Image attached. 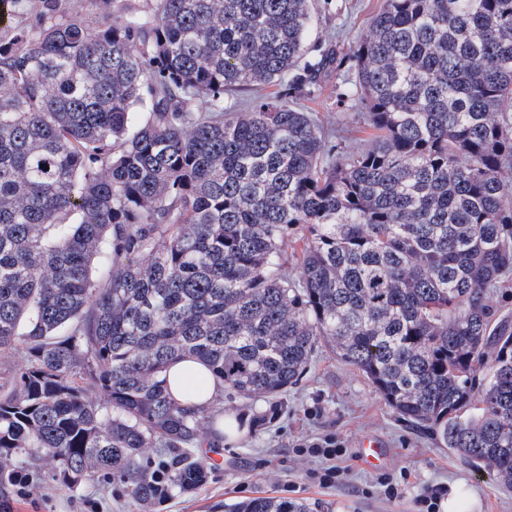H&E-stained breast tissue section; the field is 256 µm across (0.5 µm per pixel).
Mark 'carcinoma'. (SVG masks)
Segmentation results:
<instances>
[{"instance_id": "obj_1", "label": "carcinoma", "mask_w": 512, "mask_h": 512, "mask_svg": "<svg viewBox=\"0 0 512 512\" xmlns=\"http://www.w3.org/2000/svg\"><path fill=\"white\" fill-rule=\"evenodd\" d=\"M63 2L0 0V486L26 454L148 504L143 449L211 417L173 363L276 396L322 344L512 486V0H384L342 55L311 0ZM346 63L351 151L300 105ZM207 476L186 452L172 485Z\"/></svg>"}]
</instances>
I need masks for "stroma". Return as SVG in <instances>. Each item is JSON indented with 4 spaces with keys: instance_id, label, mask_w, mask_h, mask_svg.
<instances>
[{
    "instance_id": "35a3bbf8",
    "label": "stroma",
    "mask_w": 512,
    "mask_h": 512,
    "mask_svg": "<svg viewBox=\"0 0 512 512\" xmlns=\"http://www.w3.org/2000/svg\"><path fill=\"white\" fill-rule=\"evenodd\" d=\"M324 10L315 0L310 31L314 41L334 39L338 52H347L351 41L367 30L381 10L383 0H333ZM353 71L341 68L321 78L320 100L306 102L326 130L335 132L341 147H363L367 132L358 109L336 100V88L352 79ZM213 413L237 417L243 434L238 442H225L223 434L203 424L191 451L207 459V482L187 494L171 490L168 500L155 512H224L228 502L255 496L292 497L307 512H414L413 499L428 484L464 482L478 497L474 512H512V488L505 487L486 468H477L446 447L433 429L420 428L398 418L374 385L355 368L345 364L329 347L315 354L309 373L287 392L274 398L234 399L221 393ZM335 433L349 457L348 476L336 487L309 484L306 473L313 460L293 454L297 440ZM377 442L383 453L380 468L366 466L360 457L365 442ZM219 453L221 464L210 463ZM19 472L32 475L29 497L0 493V512H78L83 499L100 501L103 512H144L129 494L115 496L119 477L83 481L71 487L54 479L32 458L17 463ZM406 474L402 498L385 500L371 489L377 470Z\"/></svg>"
}]
</instances>
